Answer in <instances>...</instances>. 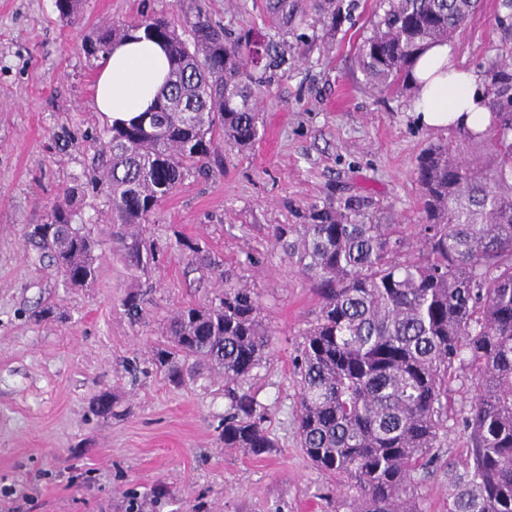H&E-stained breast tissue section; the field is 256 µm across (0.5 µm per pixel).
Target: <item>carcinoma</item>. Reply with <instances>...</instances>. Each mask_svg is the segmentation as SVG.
<instances>
[{
	"label": "carcinoma",
	"instance_id": "carcinoma-1",
	"mask_svg": "<svg viewBox=\"0 0 512 512\" xmlns=\"http://www.w3.org/2000/svg\"><path fill=\"white\" fill-rule=\"evenodd\" d=\"M480 0H378L370 34L358 45L366 79L382 91H414L413 62L432 43H450ZM277 32L321 26L323 35L353 20L357 0H265ZM494 27L512 37V0H499ZM141 32L165 45L169 71L154 108L107 130L92 188L109 203L112 242L132 270L154 262L146 239L161 203L188 178L210 171L218 146L247 150L259 139L257 104L288 64L273 40L232 37L196 9L191 40L167 19L100 25L84 52L99 57ZM495 80L488 78V72ZM488 126L464 131L487 146L483 167L451 141L416 159L420 215L413 231L369 218L368 200L349 196L312 204L301 223L273 228L289 256L315 280L321 305L297 355L299 446L348 492L349 512H421L417 489L437 468L433 450L446 430L448 385L463 374L472 392L461 413L467 448L448 462L446 512H512V46L480 73ZM56 206L27 239L48 252L63 286L97 277L98 241L73 224V201ZM416 239L413 257L402 253ZM190 260L209 266L199 243L180 240ZM152 364L181 387L224 379L222 440L260 455L274 447L255 394L246 387L269 357L271 331L253 289L224 283L205 305L178 308L162 327ZM115 398L95 396L89 411L113 415Z\"/></svg>",
	"mask_w": 512,
	"mask_h": 512
}]
</instances>
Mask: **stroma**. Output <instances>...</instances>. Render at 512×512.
<instances>
[{"instance_id": "obj_1", "label": "stroma", "mask_w": 512, "mask_h": 512, "mask_svg": "<svg viewBox=\"0 0 512 512\" xmlns=\"http://www.w3.org/2000/svg\"><path fill=\"white\" fill-rule=\"evenodd\" d=\"M199 1L232 33L275 34L264 0H80L71 22L55 0H0V512H346L345 492L297 445L293 359L319 298L272 230L330 194L369 197L381 223H414L417 156L462 137L419 125L410 92L367 82L357 46L376 0H359L354 24L335 36L289 37V63L258 104L260 139L224 150L220 170L189 178L162 203L147 271L126 267L106 200L90 192L76 221L100 242L93 283L63 287L47 253L25 238L84 180L98 157L89 142L106 136L97 62L83 42L103 23L144 15L188 34ZM496 8L483 0L455 40L464 67L477 72L495 58ZM180 239L205 247L230 282L254 288L274 332L271 359L249 381L274 442L261 455L225 447L223 380L176 388L151 363L164 320L218 287L178 251ZM131 291L142 300L135 317L122 305ZM45 307L56 318L35 320ZM103 391L116 398L104 420L87 413Z\"/></svg>"}]
</instances>
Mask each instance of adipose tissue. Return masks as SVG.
<instances>
[{
    "mask_svg": "<svg viewBox=\"0 0 512 512\" xmlns=\"http://www.w3.org/2000/svg\"><path fill=\"white\" fill-rule=\"evenodd\" d=\"M168 72L161 45L129 39L98 62L95 105L108 124L127 123L148 111ZM412 101L420 124L434 129L481 130L489 123L480 81L462 67L452 45L434 44L410 72Z\"/></svg>",
    "mask_w": 512,
    "mask_h": 512,
    "instance_id": "obj_1",
    "label": "adipose tissue"
}]
</instances>
